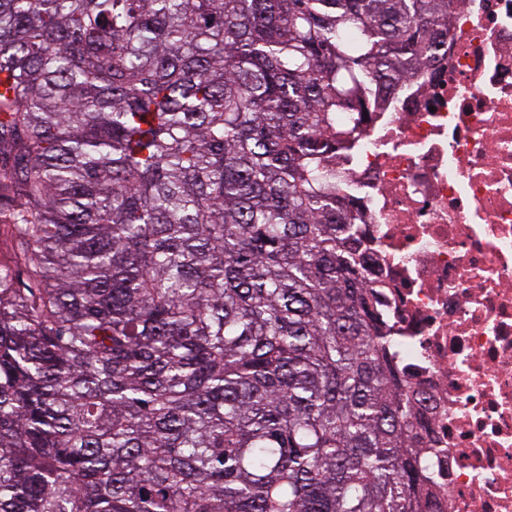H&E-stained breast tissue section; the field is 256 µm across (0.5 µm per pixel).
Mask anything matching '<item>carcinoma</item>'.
I'll return each instance as SVG.
<instances>
[{
	"label": "carcinoma",
	"instance_id": "obj_1",
	"mask_svg": "<svg viewBox=\"0 0 512 512\" xmlns=\"http://www.w3.org/2000/svg\"><path fill=\"white\" fill-rule=\"evenodd\" d=\"M450 22L0 0V512H433L324 163Z\"/></svg>",
	"mask_w": 512,
	"mask_h": 512
}]
</instances>
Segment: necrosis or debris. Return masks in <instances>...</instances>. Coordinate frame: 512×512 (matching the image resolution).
<instances>
[{"label":"necrosis or debris","mask_w":512,"mask_h":512,"mask_svg":"<svg viewBox=\"0 0 512 512\" xmlns=\"http://www.w3.org/2000/svg\"><path fill=\"white\" fill-rule=\"evenodd\" d=\"M337 130L435 512H512V0H454L434 58Z\"/></svg>","instance_id":"1"}]
</instances>
